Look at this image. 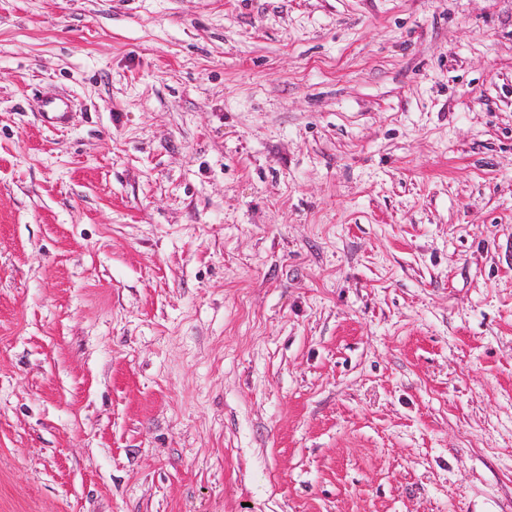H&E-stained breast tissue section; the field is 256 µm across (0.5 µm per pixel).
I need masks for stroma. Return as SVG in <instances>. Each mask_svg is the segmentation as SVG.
Segmentation results:
<instances>
[{
    "instance_id": "obj_1",
    "label": "stroma",
    "mask_w": 512,
    "mask_h": 512,
    "mask_svg": "<svg viewBox=\"0 0 512 512\" xmlns=\"http://www.w3.org/2000/svg\"><path fill=\"white\" fill-rule=\"evenodd\" d=\"M0 512H512V0H0ZM41 115L45 122L58 127L65 125L69 119V104L62 98H47L40 102Z\"/></svg>"
}]
</instances>
